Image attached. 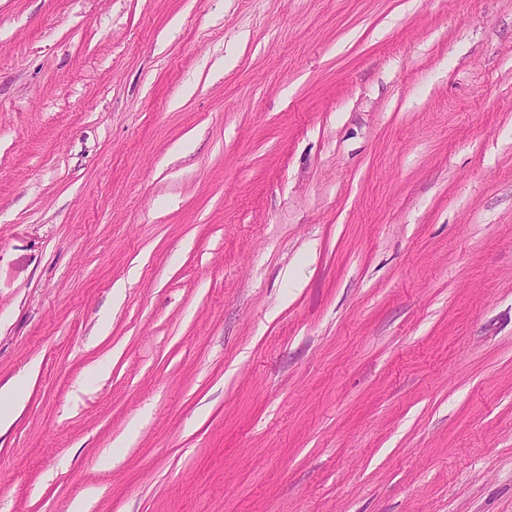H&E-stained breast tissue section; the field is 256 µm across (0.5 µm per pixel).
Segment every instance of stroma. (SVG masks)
<instances>
[{
    "mask_svg": "<svg viewBox=\"0 0 512 512\" xmlns=\"http://www.w3.org/2000/svg\"><path fill=\"white\" fill-rule=\"evenodd\" d=\"M17 379L0 512H512V0H0Z\"/></svg>",
    "mask_w": 512,
    "mask_h": 512,
    "instance_id": "obj_1",
    "label": "stroma"
}]
</instances>
